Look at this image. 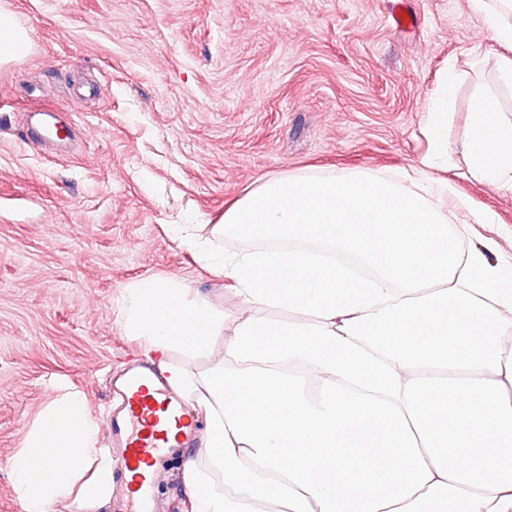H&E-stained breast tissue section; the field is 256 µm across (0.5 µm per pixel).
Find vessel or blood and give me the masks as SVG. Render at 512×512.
<instances>
[{"instance_id":"obj_1","label":"vessel or blood","mask_w":512,"mask_h":512,"mask_svg":"<svg viewBox=\"0 0 512 512\" xmlns=\"http://www.w3.org/2000/svg\"><path fill=\"white\" fill-rule=\"evenodd\" d=\"M116 393L121 407L106 421L116 450L115 465L132 474L129 501L138 512H157L150 466L164 449L194 447L198 425L186 413L182 400L146 371L129 368Z\"/></svg>"}]
</instances>
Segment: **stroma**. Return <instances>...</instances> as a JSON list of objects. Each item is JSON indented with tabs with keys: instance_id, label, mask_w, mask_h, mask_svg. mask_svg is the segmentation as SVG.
<instances>
[{
	"instance_id": "obj_1",
	"label": "stroma",
	"mask_w": 512,
	"mask_h": 512,
	"mask_svg": "<svg viewBox=\"0 0 512 512\" xmlns=\"http://www.w3.org/2000/svg\"><path fill=\"white\" fill-rule=\"evenodd\" d=\"M33 48L0 67V512H23L9 460L40 413L81 390L95 418L139 344L116 298L174 276L237 306L171 225L216 223L260 179L365 170L399 178L435 148L433 196L463 247L512 255V196L469 176L460 147L477 90L512 115L499 46L469 0H0ZM407 22L396 26L393 14ZM455 94L442 145L427 110L446 73ZM53 108L71 130L45 150L27 115ZM496 221L478 223L484 210ZM163 455L155 494L189 512Z\"/></svg>"
}]
</instances>
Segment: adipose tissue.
I'll return each instance as SVG.
<instances>
[{"label": "adipose tissue", "mask_w": 512, "mask_h": 512, "mask_svg": "<svg viewBox=\"0 0 512 512\" xmlns=\"http://www.w3.org/2000/svg\"><path fill=\"white\" fill-rule=\"evenodd\" d=\"M470 7L512 85V0ZM462 150L475 178L512 194V117L494 97L475 99ZM435 186L275 175L218 223L172 225L240 302L147 277L115 305L204 417L181 467L190 512H512V257L491 241L461 250ZM227 237L248 246L224 251ZM99 432L81 392L47 408L10 460L24 512H103L114 475Z\"/></svg>", "instance_id": "1"}]
</instances>
